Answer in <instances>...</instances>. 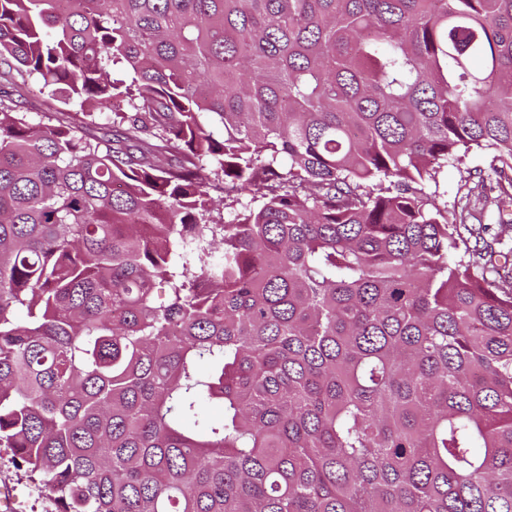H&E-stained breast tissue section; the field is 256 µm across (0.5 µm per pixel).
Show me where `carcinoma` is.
Returning a JSON list of instances; mask_svg holds the SVG:
<instances>
[{
    "label": "carcinoma",
    "mask_w": 512,
    "mask_h": 512,
    "mask_svg": "<svg viewBox=\"0 0 512 512\" xmlns=\"http://www.w3.org/2000/svg\"><path fill=\"white\" fill-rule=\"evenodd\" d=\"M511 203L512 0H0V447L56 512H512ZM24 111L28 112L29 120L38 123L45 119L51 112H67L64 105L50 99L47 94L34 92L23 104ZM67 115V113H65ZM486 166L485 156L482 153H473L465 161L464 165L458 166L459 168L448 166V170L439 177L438 192L443 195L444 199L448 200V208L451 207L455 196L460 197L464 191L460 193V187L464 184V178L468 175L467 169L474 170L484 168ZM459 190V194H457Z\"/></svg>",
    "instance_id": "obj_1"
}]
</instances>
